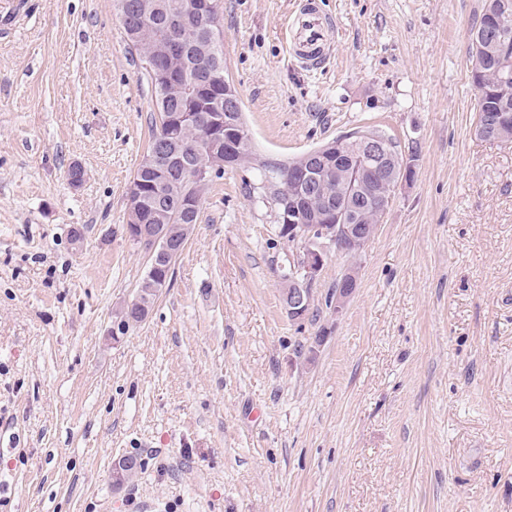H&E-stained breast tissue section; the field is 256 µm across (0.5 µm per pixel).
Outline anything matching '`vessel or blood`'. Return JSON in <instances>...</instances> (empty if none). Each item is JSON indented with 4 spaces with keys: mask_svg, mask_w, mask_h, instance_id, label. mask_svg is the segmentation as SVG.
<instances>
[{
    "mask_svg": "<svg viewBox=\"0 0 512 512\" xmlns=\"http://www.w3.org/2000/svg\"><path fill=\"white\" fill-rule=\"evenodd\" d=\"M288 29L289 55L306 69L322 68L335 39V22L321 13L318 0H300Z\"/></svg>",
    "mask_w": 512,
    "mask_h": 512,
    "instance_id": "1",
    "label": "vessel or blood"
}]
</instances>
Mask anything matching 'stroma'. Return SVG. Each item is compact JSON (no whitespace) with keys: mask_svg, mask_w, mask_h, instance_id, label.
<instances>
[{"mask_svg":"<svg viewBox=\"0 0 512 512\" xmlns=\"http://www.w3.org/2000/svg\"><path fill=\"white\" fill-rule=\"evenodd\" d=\"M483 4L321 0L336 39L309 71L284 38L298 0H220L258 156L371 126L414 175L293 320L273 208L254 169H225L116 340L148 270L123 226L154 87L117 0H19L0 38V512H512V144L475 135ZM127 455L142 468L118 488ZM174 265L170 269L159 268L156 270L155 275L152 276L151 274L154 273L155 268L157 267L156 263L153 261L150 269L151 274L149 273L148 269L145 277L138 287L137 297L133 301V304L136 308L142 306L140 309L141 317L135 316L133 313L129 314L127 311V305L126 308L122 310L121 315L117 317L119 318L118 330L120 334H124L126 330L134 325L139 324V322L143 321V319L147 316L158 294L162 291L163 288L166 287L167 284L170 283L174 273Z\"/></svg>","mask_w":512,"mask_h":512,"instance_id":"stroma-1","label":"stroma"}]
</instances>
